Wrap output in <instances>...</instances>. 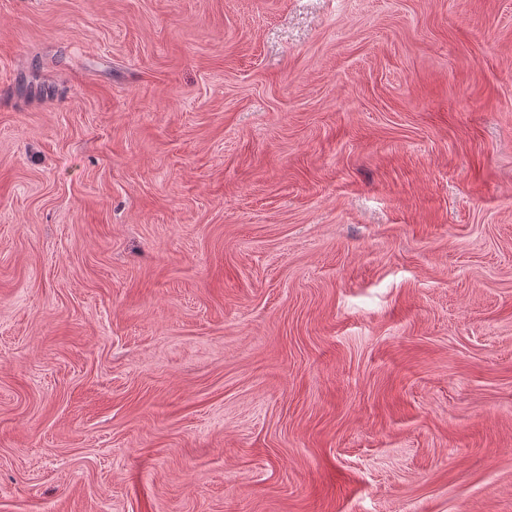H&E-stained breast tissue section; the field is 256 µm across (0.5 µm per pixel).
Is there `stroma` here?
<instances>
[{"label":"stroma","instance_id":"35a3bbf8","mask_svg":"<svg viewBox=\"0 0 512 512\" xmlns=\"http://www.w3.org/2000/svg\"><path fill=\"white\" fill-rule=\"evenodd\" d=\"M0 512H512V0H0Z\"/></svg>","mask_w":512,"mask_h":512}]
</instances>
